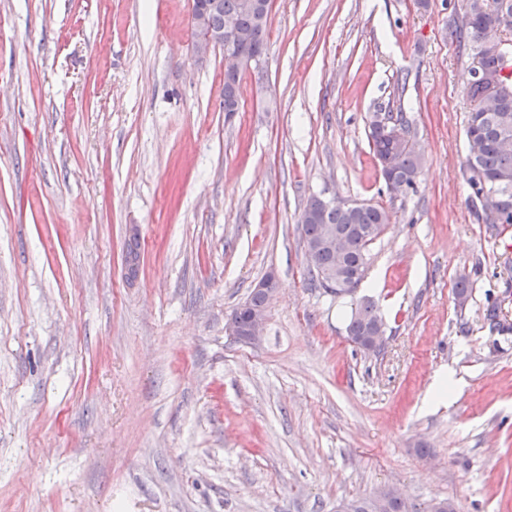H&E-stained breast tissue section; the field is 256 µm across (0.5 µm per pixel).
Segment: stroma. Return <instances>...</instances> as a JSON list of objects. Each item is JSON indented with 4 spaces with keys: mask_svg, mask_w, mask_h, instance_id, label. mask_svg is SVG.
<instances>
[{
    "mask_svg": "<svg viewBox=\"0 0 512 512\" xmlns=\"http://www.w3.org/2000/svg\"><path fill=\"white\" fill-rule=\"evenodd\" d=\"M463 4L273 0L227 112L191 0H0V512H336L383 487L512 512V224L463 168ZM382 108L424 156L397 197ZM312 196L391 215L354 293L308 273ZM270 275L263 336H228ZM365 298L377 354L346 334ZM444 373L462 387L432 403ZM392 114L391 111L374 113L370 124V148L381 165L384 181L386 176H394L398 180L406 181L413 188L422 169L423 156L416 150L409 136L402 143H393L388 137L385 121Z\"/></svg>",
    "mask_w": 512,
    "mask_h": 512,
    "instance_id": "stroma-1",
    "label": "stroma"
}]
</instances>
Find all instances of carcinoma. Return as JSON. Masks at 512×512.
Returning a JSON list of instances; mask_svg holds the SVG:
<instances>
[{
	"instance_id": "1",
	"label": "carcinoma",
	"mask_w": 512,
	"mask_h": 512,
	"mask_svg": "<svg viewBox=\"0 0 512 512\" xmlns=\"http://www.w3.org/2000/svg\"><path fill=\"white\" fill-rule=\"evenodd\" d=\"M194 4L208 6V24L213 29L224 27V17L236 18L241 39L237 49L249 60L266 50V32L270 14H262L246 7V0H193ZM512 16V0H466L463 24L455 29L458 42L469 47L472 59L486 70L498 72L504 68L502 54L487 47L482 40V32L493 25L501 12ZM488 87L470 83L468 100L470 115L466 127L468 155L466 168L467 183L476 199L485 192L495 191L501 198L499 215L485 223L512 224V149L500 144L503 138L512 139V95L502 99L499 108L488 111L484 107ZM240 70L224 68V109L228 110L239 103ZM392 112H376L370 124L369 144L381 165L382 176H393L415 185L422 165L423 156L415 144L408 139L394 143L386 132V120ZM390 223L389 212L380 207L365 203L337 204L326 208L319 197H310L301 213L300 224L306 245L317 243L332 229L348 238V248L338 257L329 250H320L311 259L313 271L333 277L338 282L349 280L359 284L368 271L369 246L379 237L386 224ZM139 235L132 233L126 242L125 263L128 278L136 277L139 271ZM268 306V296L263 290H253L246 301L232 313L245 327L250 316ZM384 326L382 316L372 302L362 303L352 311L346 327L347 336L352 342L366 340ZM382 497L386 501L382 512H416L407 501L394 496L383 488L371 495L349 500L353 512H374L373 498Z\"/></svg>"
}]
</instances>
